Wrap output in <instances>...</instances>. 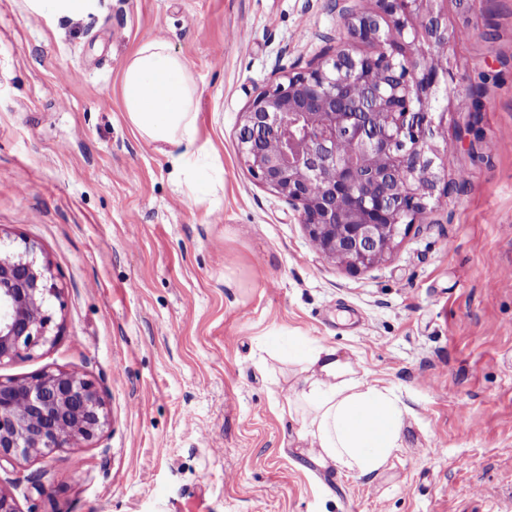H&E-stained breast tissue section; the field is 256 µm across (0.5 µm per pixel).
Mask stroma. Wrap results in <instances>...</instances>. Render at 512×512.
Segmentation results:
<instances>
[{
    "mask_svg": "<svg viewBox=\"0 0 512 512\" xmlns=\"http://www.w3.org/2000/svg\"><path fill=\"white\" fill-rule=\"evenodd\" d=\"M365 0H0V238L63 289L57 342L0 369L77 370L109 424L25 463L19 512H512V0H433L441 200L351 272L241 165L251 97L346 39ZM163 36L196 89L197 194L130 126L126 61ZM336 345L408 409L375 479L285 417L297 345Z\"/></svg>",
    "mask_w": 512,
    "mask_h": 512,
    "instance_id": "1",
    "label": "stroma"
}]
</instances>
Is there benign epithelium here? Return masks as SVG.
<instances>
[{"label": "benign epithelium", "instance_id": "obj_1", "mask_svg": "<svg viewBox=\"0 0 512 512\" xmlns=\"http://www.w3.org/2000/svg\"><path fill=\"white\" fill-rule=\"evenodd\" d=\"M433 0H374L351 10L336 52L256 94L242 112L241 160L288 201L325 259L358 272L382 262L426 210L440 181L427 106L438 69L426 40L447 38ZM30 242L0 245V368L47 344L61 300ZM108 424L94 383L76 370L0 376V471L79 447Z\"/></svg>", "mask_w": 512, "mask_h": 512}]
</instances>
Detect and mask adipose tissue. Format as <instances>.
<instances>
[{
	"mask_svg": "<svg viewBox=\"0 0 512 512\" xmlns=\"http://www.w3.org/2000/svg\"><path fill=\"white\" fill-rule=\"evenodd\" d=\"M122 90L129 124L148 142L167 148L175 169L192 176L203 153L196 90L185 61L166 39L139 46L123 68ZM301 363L303 376L288 415L299 423L308 455L344 474L380 475L405 443V407L333 345H312Z\"/></svg>",
	"mask_w": 512,
	"mask_h": 512,
	"instance_id": "ef3b65f1",
	"label": "adipose tissue"
}]
</instances>
